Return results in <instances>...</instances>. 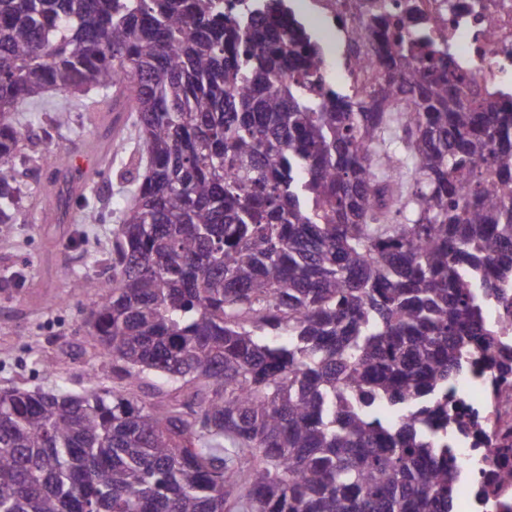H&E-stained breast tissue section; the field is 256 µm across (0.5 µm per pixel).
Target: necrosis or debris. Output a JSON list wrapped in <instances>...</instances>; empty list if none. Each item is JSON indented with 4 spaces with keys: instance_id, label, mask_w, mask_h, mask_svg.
Here are the masks:
<instances>
[{
    "instance_id": "obj_1",
    "label": "necrosis or debris",
    "mask_w": 512,
    "mask_h": 512,
    "mask_svg": "<svg viewBox=\"0 0 512 512\" xmlns=\"http://www.w3.org/2000/svg\"><path fill=\"white\" fill-rule=\"evenodd\" d=\"M288 6L333 30V49L320 72L323 86L346 81L361 91L374 81L379 63L368 25L385 10L403 30L424 27L433 41L447 44L467 76V95L512 88V0H289ZM487 318L499 328L500 343L477 350L453 385L452 411L467 429L452 440L466 500L478 502L480 485L493 481L498 493L489 499L491 512H503L512 505V372L500 375L497 360L502 346L512 347V321L495 302Z\"/></svg>"
}]
</instances>
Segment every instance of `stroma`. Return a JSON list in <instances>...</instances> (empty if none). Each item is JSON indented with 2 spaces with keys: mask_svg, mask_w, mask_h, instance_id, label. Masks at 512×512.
Wrapping results in <instances>:
<instances>
[{
  "mask_svg": "<svg viewBox=\"0 0 512 512\" xmlns=\"http://www.w3.org/2000/svg\"><path fill=\"white\" fill-rule=\"evenodd\" d=\"M61 110L69 111L71 120L59 127L52 114ZM17 122L21 140L10 173L24 196L12 235L0 239V276L15 272L19 278L0 288V389L79 393L94 381L113 385L112 361L94 348L84 323L88 300L71 291L68 275L83 272L93 257L95 273H107L118 204L133 189L119 174L137 164L135 119L124 113V151L96 163L89 187L70 199L60 224L51 221L57 202L50 185L58 161L84 148L97 128L87 107L62 94L49 95L39 121L21 116ZM90 212L95 218L89 222Z\"/></svg>",
  "mask_w": 512,
  "mask_h": 512,
  "instance_id": "1",
  "label": "stroma"
}]
</instances>
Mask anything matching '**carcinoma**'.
<instances>
[{"label":"carcinoma","instance_id":"obj_1","mask_svg":"<svg viewBox=\"0 0 512 512\" xmlns=\"http://www.w3.org/2000/svg\"><path fill=\"white\" fill-rule=\"evenodd\" d=\"M373 29L358 96L316 90L285 0H0V237L14 113L95 90L140 146L109 275L70 279L124 388L0 389V512H457L448 384L512 310V93Z\"/></svg>","mask_w":512,"mask_h":512}]
</instances>
